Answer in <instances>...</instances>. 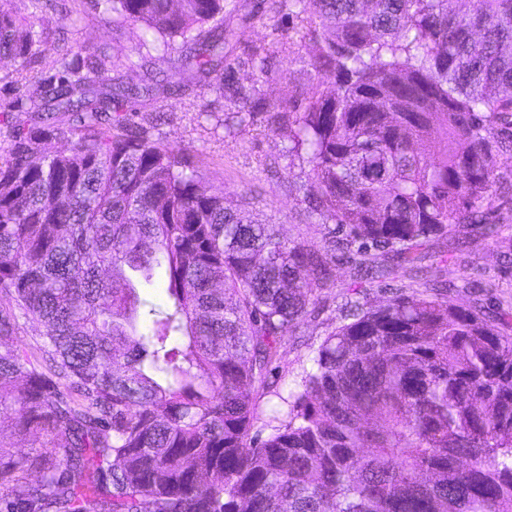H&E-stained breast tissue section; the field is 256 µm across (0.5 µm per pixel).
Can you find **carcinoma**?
I'll return each instance as SVG.
<instances>
[{
	"label": "carcinoma",
	"mask_w": 512,
	"mask_h": 512,
	"mask_svg": "<svg viewBox=\"0 0 512 512\" xmlns=\"http://www.w3.org/2000/svg\"><path fill=\"white\" fill-rule=\"evenodd\" d=\"M125 22L197 39L224 0H106ZM318 45L316 88L294 107L290 152L317 185L311 216L341 259L410 270L469 224L483 238L496 172L512 167V0H281ZM224 26L186 61L220 74L240 115ZM33 32L0 10V60ZM41 120L0 161V512H512V334L436 283L348 301L301 384L270 366L334 285L321 249L224 205L193 156L124 133L119 107L160 88L106 83L60 60ZM427 144L426 153L418 145ZM165 277L164 307L141 292ZM44 327L40 370L17 315ZM286 411L258 428L269 393ZM269 433H264L265 429Z\"/></svg>",
	"instance_id": "carcinoma-1"
}]
</instances>
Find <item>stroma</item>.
I'll list each match as a JSON object with an SVG mask.
<instances>
[{
    "label": "stroma",
    "instance_id": "35a3bbf8",
    "mask_svg": "<svg viewBox=\"0 0 512 512\" xmlns=\"http://www.w3.org/2000/svg\"><path fill=\"white\" fill-rule=\"evenodd\" d=\"M0 8L12 9L33 23L41 37L22 72H14L10 62L0 63V157L8 150L13 126L23 118L16 105L39 99L43 81L54 74L56 59L67 48L78 50L70 58L76 68L87 55L105 53L109 78L124 84L162 76L191 52L186 46L161 54L155 38L141 27L113 23L104 0H0ZM224 24L232 31L227 56L241 86H250L256 77L255 55L269 54V80L261 91L278 104V111L225 129L230 104L218 84L192 82L177 94L127 103L123 115L132 130L189 149L207 185L223 190L226 205L252 198L259 221L281 225L287 237L321 247L327 230L306 211L305 197L315 190L308 179L307 157L288 152L293 121L288 107L314 89L309 65L314 43L304 28L278 11L275 0H224ZM499 177L503 189L496 202L498 237L485 239L469 225H460L458 232L434 239L421 267L454 282L450 297L457 305L480 303L505 313L512 322V171L501 170ZM334 275L335 286L323 293L317 320L288 338V355L274 376L278 393L267 396L257 409L261 422L282 413L279 394L294 388L309 367L313 350L339 325L350 289L376 306L398 290L419 284L418 278L400 269L372 283L356 282L347 265H337Z\"/></svg>",
    "mask_w": 512,
    "mask_h": 512
}]
</instances>
